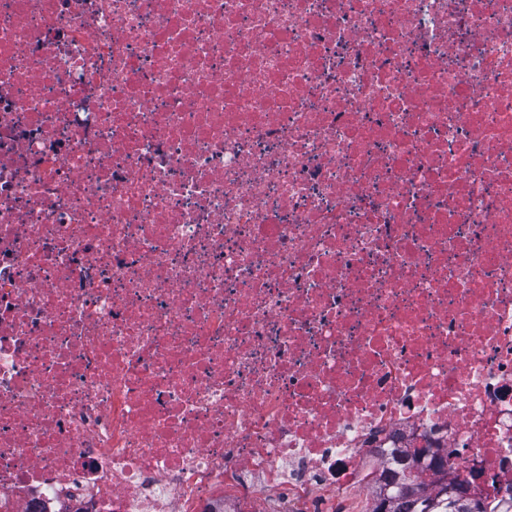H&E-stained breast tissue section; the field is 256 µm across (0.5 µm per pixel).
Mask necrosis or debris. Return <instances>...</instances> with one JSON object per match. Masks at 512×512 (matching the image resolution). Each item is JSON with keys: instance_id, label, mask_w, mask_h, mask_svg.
Returning <instances> with one entry per match:
<instances>
[{"instance_id": "1", "label": "necrosis or debris", "mask_w": 512, "mask_h": 512, "mask_svg": "<svg viewBox=\"0 0 512 512\" xmlns=\"http://www.w3.org/2000/svg\"><path fill=\"white\" fill-rule=\"evenodd\" d=\"M512 494V0H0V512ZM424 452H405L398 462H405L393 473L382 493L368 512H512V496L491 504L485 499L471 496L456 479L448 480V471L442 477L426 484L420 473L441 472L443 465L434 456L428 463Z\"/></svg>"}]
</instances>
